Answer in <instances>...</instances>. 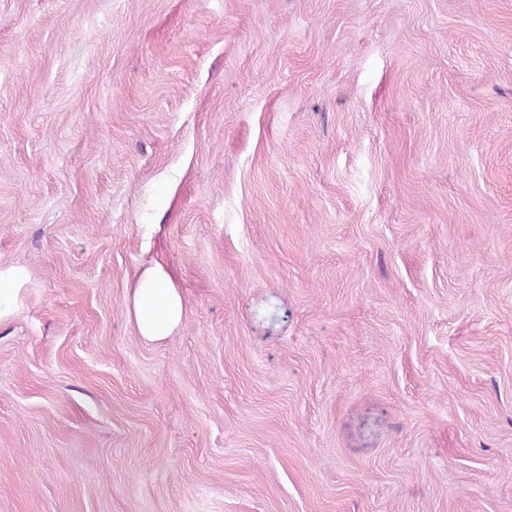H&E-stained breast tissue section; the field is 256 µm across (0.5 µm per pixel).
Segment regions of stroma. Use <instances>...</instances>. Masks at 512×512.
I'll use <instances>...</instances> for the list:
<instances>
[{
	"mask_svg": "<svg viewBox=\"0 0 512 512\" xmlns=\"http://www.w3.org/2000/svg\"><path fill=\"white\" fill-rule=\"evenodd\" d=\"M0 271V512H512V0H0ZM127 313L149 342L166 340L180 326L185 306L171 273L156 257L144 259L128 288Z\"/></svg>",
	"mask_w": 512,
	"mask_h": 512,
	"instance_id": "obj_1",
	"label": "stroma"
}]
</instances>
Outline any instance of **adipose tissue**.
<instances>
[{
    "mask_svg": "<svg viewBox=\"0 0 512 512\" xmlns=\"http://www.w3.org/2000/svg\"><path fill=\"white\" fill-rule=\"evenodd\" d=\"M127 313L149 342L166 340L180 326L185 306L171 273L154 257L144 259L128 289Z\"/></svg>",
    "mask_w": 512,
    "mask_h": 512,
    "instance_id": "adipose-tissue-1",
    "label": "adipose tissue"
}]
</instances>
